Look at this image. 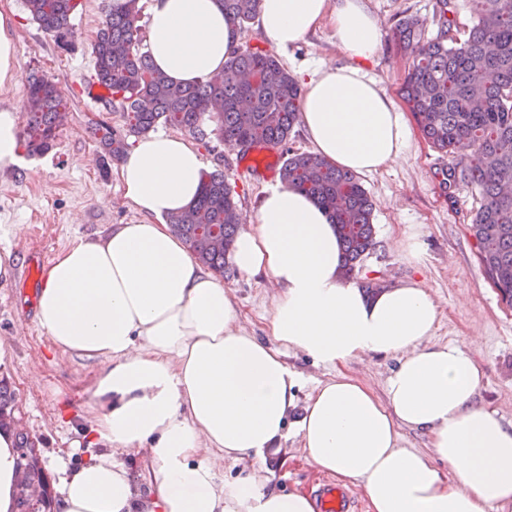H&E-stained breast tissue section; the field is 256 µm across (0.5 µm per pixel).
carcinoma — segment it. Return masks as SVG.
I'll use <instances>...</instances> for the list:
<instances>
[{
	"instance_id": "obj_1",
	"label": "carcinoma",
	"mask_w": 512,
	"mask_h": 512,
	"mask_svg": "<svg viewBox=\"0 0 512 512\" xmlns=\"http://www.w3.org/2000/svg\"><path fill=\"white\" fill-rule=\"evenodd\" d=\"M139 0H111L92 44L94 78L108 86L112 101L132 115L130 132L145 135L164 123L204 139L210 105L224 142L241 148L286 143L300 118L302 89L276 56L261 50L233 51L224 69L196 85L176 84L157 70L142 48ZM224 15L242 31L257 15L258 0H219ZM472 25L463 37L448 17L451 0H436L438 32L426 36L424 21L406 17L396 27L401 48L412 58L400 93L425 139L445 153L462 152L463 167L448 168V188L464 183L482 202L470 231L486 276L501 300L512 307V0H471ZM79 0H26L42 30L62 48L71 47V16ZM63 94L35 72L27 89L33 120L29 151L49 150L66 120ZM103 161H119L127 132L107 124L93 128ZM281 181L313 196L326 208L342 244L343 267L354 271L375 246L373 201L355 173L339 169L316 153L286 151ZM173 232L194 258L231 277L227 262L239 224L238 201L224 171L203 174L202 191L189 209L169 216ZM11 395L0 389V428L17 425ZM19 437L15 512H53V500L35 442Z\"/></svg>"
}]
</instances>
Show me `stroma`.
<instances>
[{
    "label": "stroma",
    "mask_w": 512,
    "mask_h": 512,
    "mask_svg": "<svg viewBox=\"0 0 512 512\" xmlns=\"http://www.w3.org/2000/svg\"><path fill=\"white\" fill-rule=\"evenodd\" d=\"M109 0H80L71 19L73 45L64 50L29 15L25 0H0V10L14 11L17 61L24 78L32 72L54 80L63 93L68 118L57 131L52 149L42 155H24L20 166L0 169V256L10 255L12 272L0 279V382L15 396L14 414L35 440L48 482H55L60 458L85 462L96 448L82 445V431L93 418L91 380L102 362L55 351L36 323L37 289L26 285L28 260L38 257L41 267L74 241L108 233L118 224L142 221L129 206L115 173L106 171L101 147L92 129L106 120L124 128L128 113L89 104L85 87L94 73L91 45L96 38ZM436 0H368L380 28L377 55L368 66L399 111L407 106L399 87L411 60L394 38L400 19L416 16L436 33L433 12ZM240 49L275 52L290 73L317 65L347 64L349 57L330 27L310 33L296 46L274 49L257 23L240 35ZM209 137L198 142L206 170H223L234 188L239 209L252 219L265 189L279 185V178L246 171L240 150L228 145L207 121ZM459 155L431 147L420 130H413L409 150L397 164L362 176L361 182L375 203L374 249L355 269L361 282L391 284L417 279L429 289L439 310L432 343L467 349L485 371L480 398L512 421V308L503 304L478 260L476 242L469 232L480 197L461 185L445 190L443 174L462 164ZM417 230L424 245L423 262L413 266L398 255L397 242ZM231 288L247 333L267 339L269 313L278 292L267 276L235 274L225 282ZM288 367L300 376L299 402L323 382L343 373L355 377L376 394H383L392 360L366 356L340 368L314 364L303 354L287 352ZM67 393L58 400L57 389ZM275 488L314 493L323 479L303 454L298 436L282 444L281 453L268 461Z\"/></svg>",
    "instance_id": "1"
}]
</instances>
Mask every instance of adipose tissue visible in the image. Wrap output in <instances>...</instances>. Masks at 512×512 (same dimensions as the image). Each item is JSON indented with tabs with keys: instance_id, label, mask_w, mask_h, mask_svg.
<instances>
[{
	"instance_id": "obj_1",
	"label": "adipose tissue",
	"mask_w": 512,
	"mask_h": 512,
	"mask_svg": "<svg viewBox=\"0 0 512 512\" xmlns=\"http://www.w3.org/2000/svg\"><path fill=\"white\" fill-rule=\"evenodd\" d=\"M257 19L282 50L331 26L351 59L301 78L300 120L318 155L362 175L404 157L403 115L364 67L379 43L366 0H259ZM234 31L219 0H151L146 45L169 79L199 84L223 70ZM203 168L186 137L141 139L116 174L144 222L74 242L45 272L35 317L52 347L104 364L88 442L107 450L63 467L57 512H317L310 494L269 486L266 461L292 430L318 471L363 487L370 512H512V424L478 401L475 358L431 344L438 307L428 288L406 280L366 295L343 274L319 202L271 188L230 253L240 272L280 289L270 341L246 334L223 282L166 222L196 200ZM287 350L325 366L362 354L396 364L383 394L339 374L301 408ZM405 428L427 432L430 451L403 447ZM142 446L136 478L122 456ZM215 457L251 467L221 482ZM16 461V437L2 429L0 512L14 509Z\"/></svg>"
}]
</instances>
